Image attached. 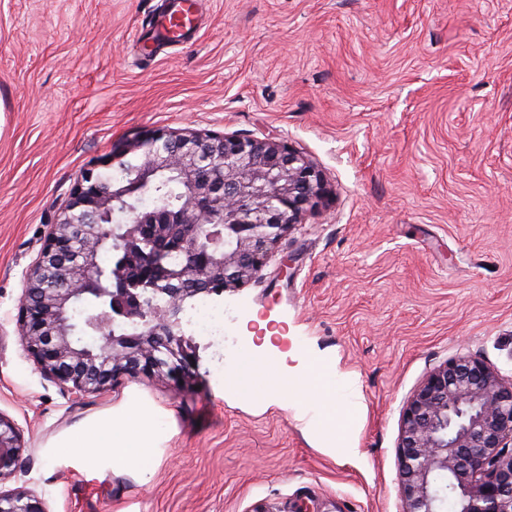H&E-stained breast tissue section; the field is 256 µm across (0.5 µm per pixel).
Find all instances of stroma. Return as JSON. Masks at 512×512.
Wrapping results in <instances>:
<instances>
[{
  "label": "stroma",
  "instance_id": "1",
  "mask_svg": "<svg viewBox=\"0 0 512 512\" xmlns=\"http://www.w3.org/2000/svg\"><path fill=\"white\" fill-rule=\"evenodd\" d=\"M161 9L0 0V413L26 444L9 485L51 512H402L413 390L463 353L512 376V0H206L195 40L156 47ZM184 129L274 135L331 197L224 291L223 379L203 347L191 384L139 373L72 403L21 349L24 274L84 171ZM255 363L319 397L243 394ZM326 396L356 454L322 443ZM133 404L165 437L148 471L55 463Z\"/></svg>",
  "mask_w": 512,
  "mask_h": 512
}]
</instances>
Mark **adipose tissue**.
<instances>
[{
  "label": "adipose tissue",
  "mask_w": 512,
  "mask_h": 512,
  "mask_svg": "<svg viewBox=\"0 0 512 512\" xmlns=\"http://www.w3.org/2000/svg\"><path fill=\"white\" fill-rule=\"evenodd\" d=\"M61 445L72 449L87 471L101 476L116 467L144 470L159 439L149 410L133 405L86 420Z\"/></svg>",
  "instance_id": "1"
}]
</instances>
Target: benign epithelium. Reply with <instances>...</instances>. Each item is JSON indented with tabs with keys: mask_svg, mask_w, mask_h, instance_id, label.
<instances>
[{
	"mask_svg": "<svg viewBox=\"0 0 512 512\" xmlns=\"http://www.w3.org/2000/svg\"><path fill=\"white\" fill-rule=\"evenodd\" d=\"M167 175L182 203H146ZM329 194L313 161L270 134L161 132L112 152L81 175L25 273L22 350L76 402L137 372L191 379L198 345L184 304L259 277L275 244ZM109 240L116 265L103 267ZM172 252L179 270L154 260ZM89 305L83 321L65 319ZM24 448L0 413V486ZM398 476L403 512H512V376L473 355L435 367L403 408ZM0 512L50 510L21 486L0 489Z\"/></svg>",
	"mask_w": 512,
	"mask_h": 512,
	"instance_id": "benign-epithelium-1",
	"label": "benign epithelium"
}]
</instances>
